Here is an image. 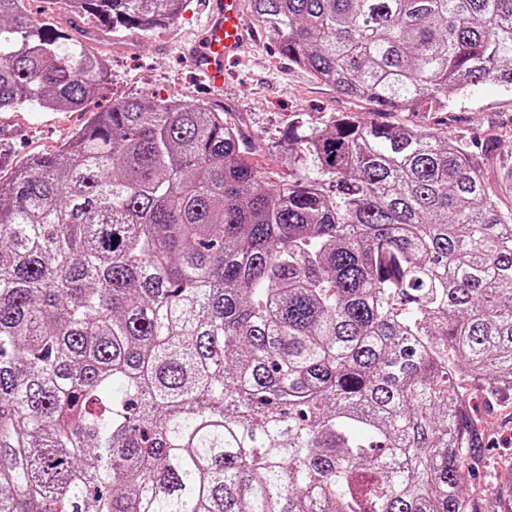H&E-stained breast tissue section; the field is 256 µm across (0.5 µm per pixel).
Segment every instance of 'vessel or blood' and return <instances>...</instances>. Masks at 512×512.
<instances>
[{
    "label": "vessel or blood",
    "mask_w": 512,
    "mask_h": 512,
    "mask_svg": "<svg viewBox=\"0 0 512 512\" xmlns=\"http://www.w3.org/2000/svg\"><path fill=\"white\" fill-rule=\"evenodd\" d=\"M207 23L197 39L182 48L184 58L206 81L221 91L229 65L245 50L248 34L240 22L241 0H206Z\"/></svg>",
    "instance_id": "vessel-or-blood-1"
}]
</instances>
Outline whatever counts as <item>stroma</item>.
<instances>
[{"instance_id":"obj_1","label":"stroma","mask_w":512,"mask_h":512,"mask_svg":"<svg viewBox=\"0 0 512 512\" xmlns=\"http://www.w3.org/2000/svg\"><path fill=\"white\" fill-rule=\"evenodd\" d=\"M203 0L190 7L169 26L152 31H111L89 18L63 14L56 0H28L27 10L44 21L61 22L85 46L100 51L111 62L109 88L88 100L79 112H46L28 107L1 116L0 145L10 149L14 165L59 147L94 112L112 100L151 93L163 99L203 103L223 112L235 123L246 143L252 163L261 169L277 166V153L288 138V123L304 115L310 126L320 127L338 112L353 113L360 121H376L371 106L343 95L314 80L282 56L265 34L257 32L251 11L243 20L255 30V40L239 64L237 81L218 93L199 81L189 63L177 55L178 43L195 37L203 20ZM448 132L469 141L491 138L496 147L486 164L490 188L498 186V171L512 165V92L488 81L473 87L468 97L449 93ZM482 438L472 450L482 468L463 496L479 500L487 480L512 463V393L485 410Z\"/></svg>"}]
</instances>
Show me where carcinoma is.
Listing matches in <instances>:
<instances>
[{
  "instance_id": "obj_1",
  "label": "carcinoma",
  "mask_w": 512,
  "mask_h": 512,
  "mask_svg": "<svg viewBox=\"0 0 512 512\" xmlns=\"http://www.w3.org/2000/svg\"><path fill=\"white\" fill-rule=\"evenodd\" d=\"M0 0V112L110 68ZM153 29L191 0H56ZM378 113L512 91V0H250ZM448 130L301 115L274 180L199 103L115 99L0 179V512H474L469 385L512 387V208ZM512 476L486 512H506Z\"/></svg>"
}]
</instances>
